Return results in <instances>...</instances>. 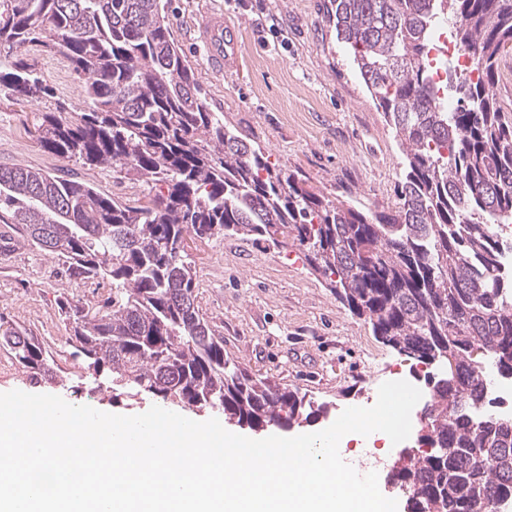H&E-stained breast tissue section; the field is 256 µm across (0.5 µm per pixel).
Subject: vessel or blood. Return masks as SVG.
<instances>
[{"label":"vessel or blood","instance_id":"1","mask_svg":"<svg viewBox=\"0 0 512 512\" xmlns=\"http://www.w3.org/2000/svg\"><path fill=\"white\" fill-rule=\"evenodd\" d=\"M203 57L216 74L236 69L239 64V30L229 23L223 12H204L197 26Z\"/></svg>","mask_w":512,"mask_h":512}]
</instances>
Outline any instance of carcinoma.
<instances>
[{"instance_id":"cac0c4a2","label":"carcinoma","mask_w":512,"mask_h":512,"mask_svg":"<svg viewBox=\"0 0 512 512\" xmlns=\"http://www.w3.org/2000/svg\"><path fill=\"white\" fill-rule=\"evenodd\" d=\"M168 0H0V48L15 55L0 84L23 98L50 92L23 57L64 54L93 103L73 123L46 112L43 147L165 185L130 206L94 187L22 166L0 167V222L62 260L69 278L109 280L98 307L69 301L73 359L118 395L211 409L254 432L324 413L298 389L250 375L224 354L195 304L186 236H250L297 245L311 273L410 359L445 368L427 378L431 451L392 470L407 512H496L512 503V417L488 398L483 371L512 377V117L493 87L512 50V0H330L326 22L353 52L404 165L398 208L365 213L269 162L201 97L175 42ZM480 76L450 75L441 106L432 74L437 23ZM0 347L29 381L57 379L38 337L7 329Z\"/></svg>"}]
</instances>
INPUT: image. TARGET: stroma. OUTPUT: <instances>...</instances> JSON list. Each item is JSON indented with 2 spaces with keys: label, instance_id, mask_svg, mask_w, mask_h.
<instances>
[{
  "label": "stroma",
  "instance_id": "1",
  "mask_svg": "<svg viewBox=\"0 0 512 512\" xmlns=\"http://www.w3.org/2000/svg\"><path fill=\"white\" fill-rule=\"evenodd\" d=\"M327 0H170L174 38L197 75L208 107L259 146L272 163L332 199L362 210L391 211L398 203L401 154L395 133L358 78L344 45L325 19ZM220 10L240 27V67L213 75L193 50L202 13ZM51 92L20 98L0 85V167L21 165L73 177L100 193L144 204L157 188L109 167H87L44 149L38 126L44 113L65 121L91 107L81 81L60 54L27 53ZM0 248V321L37 336L69 379L84 370L67 345L73 331L59 309L68 297L96 307L111 293L106 283L67 279L52 255L6 229ZM185 251L198 276L197 302L224 352L250 373L296 387L314 404L332 407L315 428L333 424L348 407H370L386 381L426 390L427 365L399 354L353 315L322 278L311 274L298 247H278L243 236L187 238ZM51 394L73 405L138 415L153 399L113 397L111 390L73 392L55 383L31 385L22 367L0 350V393ZM423 424L397 445L367 449L379 488L406 465L409 449L426 448Z\"/></svg>",
  "mask_w": 512,
  "mask_h": 512
}]
</instances>
